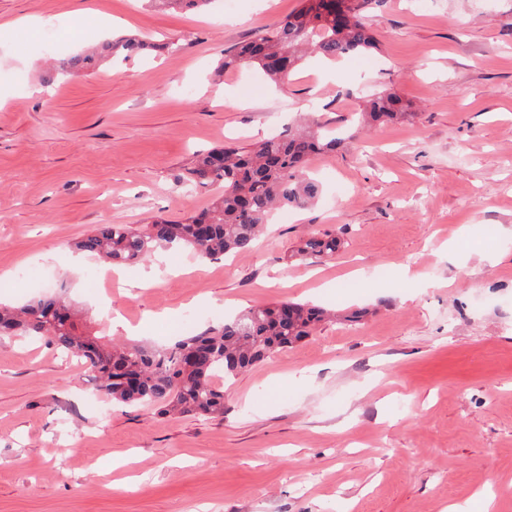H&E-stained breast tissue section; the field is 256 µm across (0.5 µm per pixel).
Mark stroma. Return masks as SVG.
Returning a JSON list of instances; mask_svg holds the SVG:
<instances>
[{
  "label": "stroma",
  "mask_w": 512,
  "mask_h": 512,
  "mask_svg": "<svg viewBox=\"0 0 512 512\" xmlns=\"http://www.w3.org/2000/svg\"><path fill=\"white\" fill-rule=\"evenodd\" d=\"M301 0H0V302L53 271L82 331L163 347L279 300L339 313L237 376L220 419L106 402L88 370L45 341L0 337V512H512V0H377L375 49L306 57L282 89L214 71ZM119 34L172 54L62 77L61 58ZM41 59L29 68L27 57ZM394 92L409 122L353 126L366 91ZM279 122L341 130L314 155L322 192L279 209L254 248L183 250L114 269L71 245L101 224L180 219L214 187L180 183L196 151ZM345 242L288 256L313 232ZM332 284L331 293L319 286Z\"/></svg>",
  "instance_id": "35a3bbf8"
}]
</instances>
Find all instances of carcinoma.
Returning a JSON list of instances; mask_svg holds the SVG:
<instances>
[{
    "mask_svg": "<svg viewBox=\"0 0 512 512\" xmlns=\"http://www.w3.org/2000/svg\"><path fill=\"white\" fill-rule=\"evenodd\" d=\"M375 0H302L301 7L256 39L224 52L219 76L251 65L276 84L286 82L308 53L334 60L370 51L376 42L369 23ZM145 43L137 38L108 42L106 55L119 51L138 55ZM96 52L77 53L62 61L66 74L94 67ZM414 113L395 93L373 95L354 124L409 120ZM345 138L321 126L289 128L247 146L224 145L195 154L184 168V179L221 191L197 214L180 220L158 217L148 224H102L75 243L81 252L122 266L144 263L162 249L186 247L199 259H217L248 251L280 205L308 207L319 185L308 174L310 158L340 148ZM341 240L315 232L293 250V256L331 257ZM61 309L72 310L58 294L33 297L19 308L0 307V335L41 336L56 349L85 361L98 390L124 403L156 407L160 414L224 417V385L269 355L282 352L310 336L327 312L319 307L282 300L250 308L220 327L208 328L167 347L138 342L101 343L65 323Z\"/></svg>",
    "mask_w": 512,
    "mask_h": 512,
    "instance_id": "1",
    "label": "carcinoma"
}]
</instances>
